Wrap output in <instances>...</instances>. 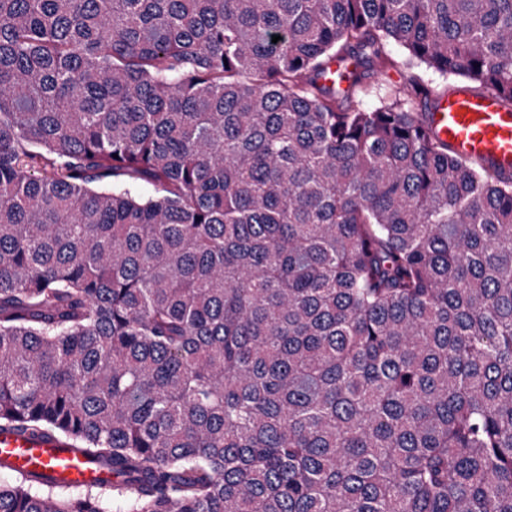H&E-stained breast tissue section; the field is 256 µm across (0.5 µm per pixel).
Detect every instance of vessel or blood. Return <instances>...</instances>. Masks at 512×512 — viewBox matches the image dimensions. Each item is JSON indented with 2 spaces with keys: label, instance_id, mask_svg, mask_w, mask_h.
Masks as SVG:
<instances>
[{
  "label": "vessel or blood",
  "instance_id": "b4317fda",
  "mask_svg": "<svg viewBox=\"0 0 512 512\" xmlns=\"http://www.w3.org/2000/svg\"><path fill=\"white\" fill-rule=\"evenodd\" d=\"M438 138L462 159H478L512 177V108L492 90L460 85L432 97L428 114ZM0 464L9 469L52 476L73 488L111 481L107 469L72 451L54 436L0 429Z\"/></svg>",
  "mask_w": 512,
  "mask_h": 512
}]
</instances>
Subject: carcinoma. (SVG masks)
I'll list each match as a JSON object with an SVG mask.
<instances>
[{
  "label": "carcinoma",
  "mask_w": 512,
  "mask_h": 512,
  "mask_svg": "<svg viewBox=\"0 0 512 512\" xmlns=\"http://www.w3.org/2000/svg\"><path fill=\"white\" fill-rule=\"evenodd\" d=\"M415 65L512 106V0H0V425L112 472L0 512H512V178L352 105Z\"/></svg>",
  "instance_id": "obj_1"
}]
</instances>
